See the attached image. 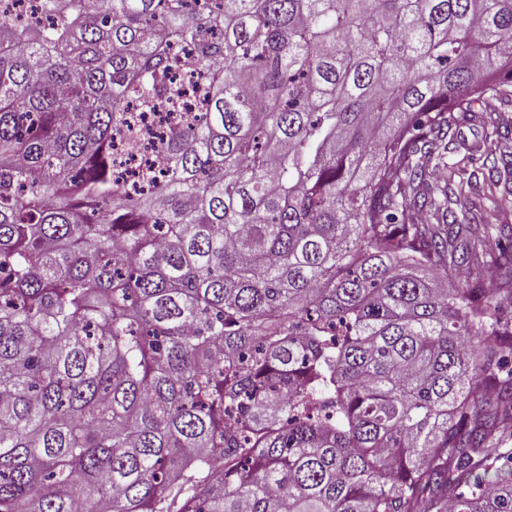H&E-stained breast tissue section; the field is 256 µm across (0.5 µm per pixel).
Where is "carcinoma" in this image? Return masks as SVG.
Here are the masks:
<instances>
[{"label":"carcinoma","instance_id":"cac0c4a2","mask_svg":"<svg viewBox=\"0 0 512 512\" xmlns=\"http://www.w3.org/2000/svg\"><path fill=\"white\" fill-rule=\"evenodd\" d=\"M41 6L0 15V512H512V321L431 183L512 0ZM131 105L193 113L137 191ZM7 11L20 23L29 25H47L48 18L41 9L40 0H2L0 12Z\"/></svg>","mask_w":512,"mask_h":512}]
</instances>
